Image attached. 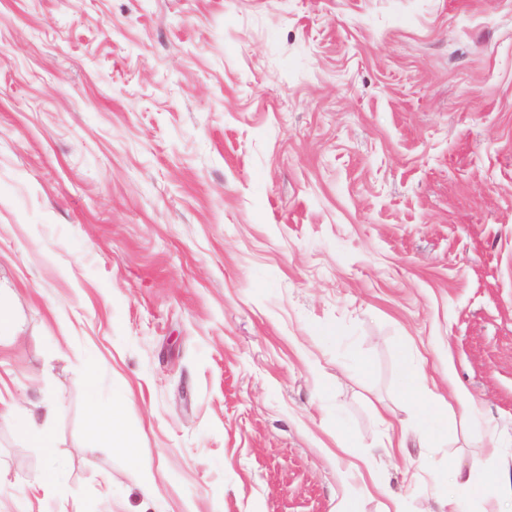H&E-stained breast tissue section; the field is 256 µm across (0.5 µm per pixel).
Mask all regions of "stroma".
<instances>
[{
    "mask_svg": "<svg viewBox=\"0 0 512 512\" xmlns=\"http://www.w3.org/2000/svg\"><path fill=\"white\" fill-rule=\"evenodd\" d=\"M0 304L66 472L0 419V512H425L512 466V0H0ZM119 396L150 495L89 438ZM397 384L399 397L419 409L425 439L432 444L448 442L451 431L443 411L447 402L428 387L424 364L407 347L401 353Z\"/></svg>",
    "mask_w": 512,
    "mask_h": 512,
    "instance_id": "obj_1",
    "label": "stroma"
}]
</instances>
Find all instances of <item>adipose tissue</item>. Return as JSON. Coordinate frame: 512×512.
I'll use <instances>...</instances> for the list:
<instances>
[{"mask_svg":"<svg viewBox=\"0 0 512 512\" xmlns=\"http://www.w3.org/2000/svg\"><path fill=\"white\" fill-rule=\"evenodd\" d=\"M397 384L399 397L419 409L425 439L432 444L447 441L450 428L443 411L445 401L428 387L423 363L406 350L401 353ZM125 407V402L118 398L112 402L110 415L93 413V435L124 448L127 456L135 461L139 455L134 435L116 428ZM57 409V401L45 400L36 409L14 419L18 434L41 448L49 458L53 457L56 448L53 422ZM450 477L454 491L447 497L436 499L433 512H496L497 498L512 496V470L506 468L500 469L490 483L474 468L460 465L452 468Z\"/></svg>","mask_w":512,"mask_h":512,"instance_id":"adipose-tissue-1","label":"adipose tissue"}]
</instances>
